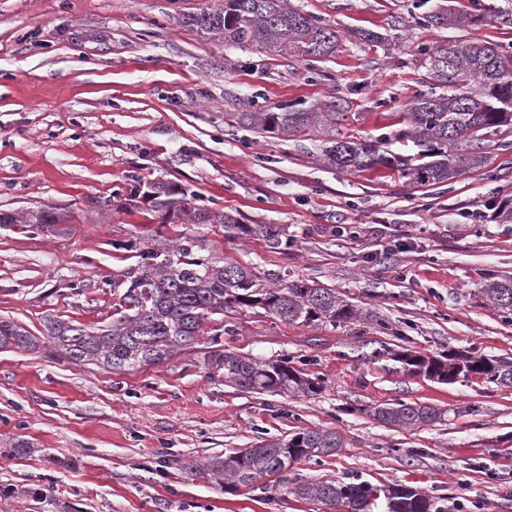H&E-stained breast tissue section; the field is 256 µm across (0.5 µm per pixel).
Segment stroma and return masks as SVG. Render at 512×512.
<instances>
[{"mask_svg": "<svg viewBox=\"0 0 512 512\" xmlns=\"http://www.w3.org/2000/svg\"><path fill=\"white\" fill-rule=\"evenodd\" d=\"M418 0H289L336 28L314 61L203 38L182 15L214 0H0V212H63L64 224L0 226V319L43 335L48 318L111 326L112 281L137 264L127 242L195 239L200 255L256 268L271 281L334 288L357 319L304 326L253 309L209 322L221 345L288 359L320 381L313 396L256 394L211 379L199 351L110 372L48 346L0 350V512H333L294 484L361 478L422 491L443 512H512V388L478 377L438 383L390 352L448 349L512 357V315L485 284L512 279V128L487 164L427 187L398 176L341 173L327 135L269 134L233 113L348 99L344 135H391L422 91L419 46L458 39L512 51L507 0H481L479 26L420 27ZM356 29L383 34L357 41ZM173 182L198 205L290 245L220 224H162L143 198ZM386 354L372 359L373 349ZM441 409L442 421L386 427L375 407ZM302 428L331 429L338 454L302 460L281 479L224 491L188 462Z\"/></svg>", "mask_w": 512, "mask_h": 512, "instance_id": "obj_1", "label": "stroma"}]
</instances>
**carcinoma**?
Returning a JSON list of instances; mask_svg holds the SVG:
<instances>
[{
  "mask_svg": "<svg viewBox=\"0 0 512 512\" xmlns=\"http://www.w3.org/2000/svg\"><path fill=\"white\" fill-rule=\"evenodd\" d=\"M487 8L479 6L463 14L450 5L415 16L422 27L447 28L460 21L480 25ZM182 23L204 38L224 36V42L240 48L263 44L279 53L304 60L332 53L337 31L317 17L287 6L286 0H224L222 7L204 8L182 16ZM427 68L431 91L418 92L409 104L410 130L396 136L419 147V163L384 148L389 137L351 138L338 132L323 150L328 164L349 173L390 169L410 184L430 186L463 172L476 170L485 155L469 147L512 124V53L490 42L440 43L420 50ZM441 89V93L434 89ZM348 101L336 98L320 110L288 109L276 112H237L236 123L265 133L307 132L314 127L333 131L348 116ZM152 211L161 224H222L244 234H260L282 245L279 234L267 225L254 228L221 209L195 205L185 190L158 183L150 193ZM65 215L51 210L29 212L22 217L0 212V224H60ZM196 241L188 239L175 248L143 251L137 266L112 280V295L119 317L112 327L89 331L58 319L45 325L44 339L67 359L95 361L114 371L160 364L180 351L194 350L204 325L216 315L236 308H259L273 320L312 326L341 323L358 317L352 305L336 289L307 282H284L269 286L252 267L236 263L219 265L196 253ZM484 292L504 313H512V279L492 281ZM39 338L24 327L0 320V348L31 350ZM204 364L213 378L227 381L244 391L306 395L319 383L289 364L288 359L264 361L234 349L204 353ZM393 360L410 374L468 378L472 375L499 387H512V359L487 358L448 351L439 357L405 350ZM441 417L431 405L403 401L378 406L373 418L389 427L411 429ZM344 447L333 430L304 429L286 441L262 438L250 448L227 456H216L185 468L208 474L224 489L253 486L277 478L302 459L332 456ZM303 500L339 506L348 512H443L429 497L407 486H377L368 481L338 479L304 481L292 488Z\"/></svg>",
  "mask_w": 512,
  "mask_h": 512,
  "instance_id": "carcinoma-1",
  "label": "carcinoma"
}]
</instances>
